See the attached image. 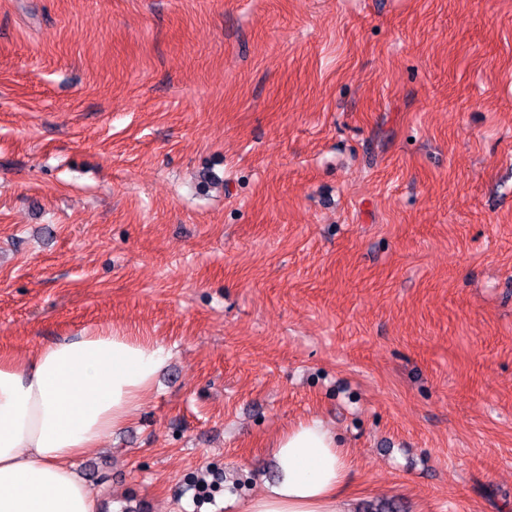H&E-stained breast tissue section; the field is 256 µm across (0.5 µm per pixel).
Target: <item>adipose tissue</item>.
<instances>
[{
	"instance_id": "1",
	"label": "adipose tissue",
	"mask_w": 512,
	"mask_h": 512,
	"mask_svg": "<svg viewBox=\"0 0 512 512\" xmlns=\"http://www.w3.org/2000/svg\"><path fill=\"white\" fill-rule=\"evenodd\" d=\"M168 358L163 346L98 329L22 363L0 354V512H96L72 461L128 422ZM277 456V481L245 512H345L352 462L321 422L287 429Z\"/></svg>"
}]
</instances>
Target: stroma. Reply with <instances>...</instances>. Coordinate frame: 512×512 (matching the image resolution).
Wrapping results in <instances>:
<instances>
[{"label": "stroma", "instance_id": "35a3bbf8", "mask_svg": "<svg viewBox=\"0 0 512 512\" xmlns=\"http://www.w3.org/2000/svg\"><path fill=\"white\" fill-rule=\"evenodd\" d=\"M170 357L100 512H512V0H0V351ZM281 472L245 512H346L343 491L352 470L344 448L321 422H301L277 442Z\"/></svg>", "mask_w": 512, "mask_h": 512}]
</instances>
